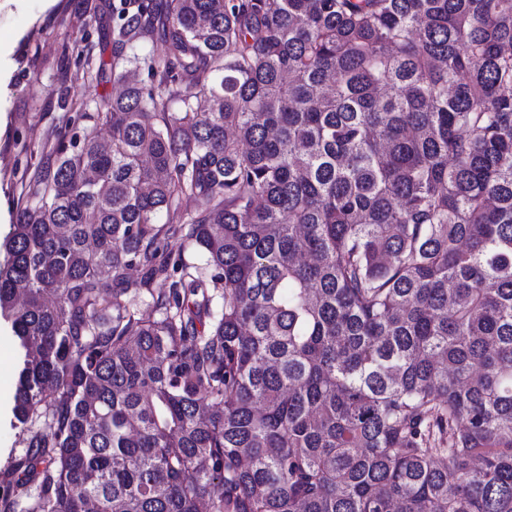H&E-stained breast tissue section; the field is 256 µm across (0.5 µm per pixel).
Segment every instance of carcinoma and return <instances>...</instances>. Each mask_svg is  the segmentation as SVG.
Returning a JSON list of instances; mask_svg holds the SVG:
<instances>
[{
  "mask_svg": "<svg viewBox=\"0 0 512 512\" xmlns=\"http://www.w3.org/2000/svg\"><path fill=\"white\" fill-rule=\"evenodd\" d=\"M112 16L0 243L4 512H512V0ZM17 346L12 332L7 325L0 323V386H7V394L2 388V402L0 411V471L11 455L21 456L26 448L19 436V429L12 426V407L17 384L18 361ZM9 365L8 375L3 374V366Z\"/></svg>",
  "mask_w": 512,
  "mask_h": 512,
  "instance_id": "1",
  "label": "carcinoma"
}]
</instances>
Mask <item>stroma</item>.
Returning a JSON list of instances; mask_svg holds the SVG:
<instances>
[{
    "label": "stroma",
    "instance_id": "obj_1",
    "mask_svg": "<svg viewBox=\"0 0 512 512\" xmlns=\"http://www.w3.org/2000/svg\"><path fill=\"white\" fill-rule=\"evenodd\" d=\"M113 0H0V237L15 221L23 183L47 163L62 116L113 96L111 71L90 80L87 63L112 56ZM0 467L25 445L12 425L17 346L0 323Z\"/></svg>",
    "mask_w": 512,
    "mask_h": 512
}]
</instances>
